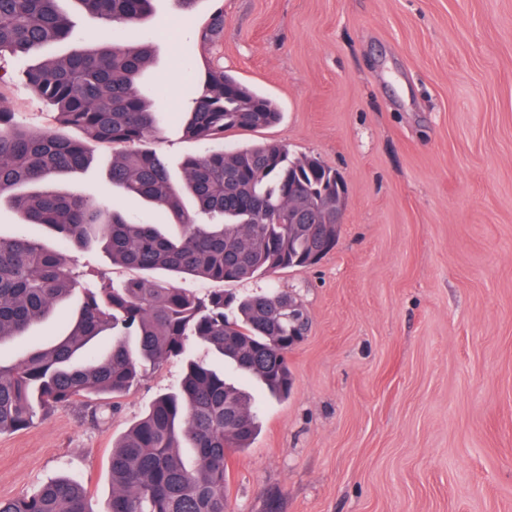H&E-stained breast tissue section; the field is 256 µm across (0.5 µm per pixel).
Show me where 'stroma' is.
Listing matches in <instances>:
<instances>
[{"instance_id":"1","label":"stroma","mask_w":512,"mask_h":512,"mask_svg":"<svg viewBox=\"0 0 512 512\" xmlns=\"http://www.w3.org/2000/svg\"><path fill=\"white\" fill-rule=\"evenodd\" d=\"M218 5L224 39L206 46L195 32ZM117 36L153 46L140 87L162 135L145 146L173 173L205 151L183 139L176 109L218 60L282 112L225 133V148L277 142L346 181L333 250L229 286L293 292L309 329L288 353L287 397L226 372L260 422L250 448L227 453L228 512H512V0H153L152 17ZM19 67L0 57V106L49 128ZM67 257L88 282L135 276L100 249ZM77 307L0 357L65 335ZM181 375L175 359L150 370L103 424L71 405L0 433V499L66 475L101 512L113 442Z\"/></svg>"}]
</instances>
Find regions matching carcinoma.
<instances>
[{
    "label": "carcinoma",
    "instance_id": "cac0c4a2",
    "mask_svg": "<svg viewBox=\"0 0 512 512\" xmlns=\"http://www.w3.org/2000/svg\"><path fill=\"white\" fill-rule=\"evenodd\" d=\"M60 2L0 0V56L23 58L71 41L75 25ZM76 2L102 22L97 41L20 72L54 109L55 127L22 126L0 107V201L30 229L23 237H0V343L24 335L76 291L81 305L62 338L19 360L0 358V432L25 429L37 412L73 404L100 423L147 366L179 358L184 371L177 386L113 444L112 495L104 512H227V450L250 446L258 412L252 396L213 360L225 358L285 396L288 336L298 323L288 316L286 292L237 296L220 289L200 297L166 287L165 277L235 283L315 264L314 256L336 241L294 232L288 214L300 204L322 213L339 190L336 171L274 142L224 149L225 132L268 128L282 112L209 64L202 92L182 109L184 137L209 149L186 158L175 181L160 156L134 148L160 134L137 83L152 62L151 45L112 39V25L145 20L152 0ZM223 37L219 6L197 38L214 46ZM70 128L83 138L70 137ZM115 144L125 149L112 153V189L168 213L177 235L125 216L115 203L108 208L50 188L58 177L86 168L91 146ZM46 228L55 233L53 247L43 241ZM72 246L99 247L138 276L118 285L103 276L96 287L82 288L65 255ZM102 338L112 339L104 354L90 347ZM88 497L84 482L65 477L31 495L0 499V512H93Z\"/></svg>",
    "mask_w": 512,
    "mask_h": 512
}]
</instances>
